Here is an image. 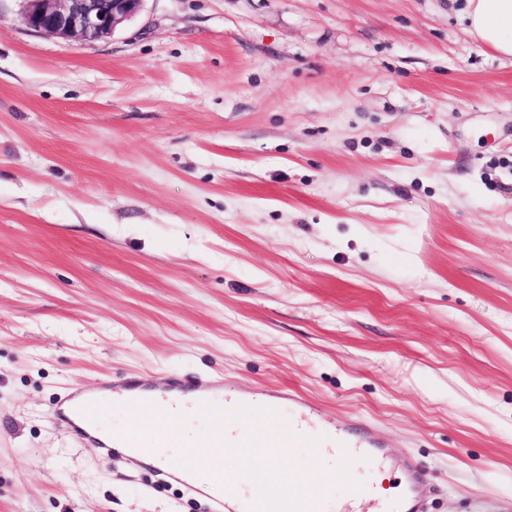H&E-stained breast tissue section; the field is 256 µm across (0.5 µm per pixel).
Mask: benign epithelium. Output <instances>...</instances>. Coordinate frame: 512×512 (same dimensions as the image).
Wrapping results in <instances>:
<instances>
[{"label":"benign epithelium","mask_w":512,"mask_h":512,"mask_svg":"<svg viewBox=\"0 0 512 512\" xmlns=\"http://www.w3.org/2000/svg\"><path fill=\"white\" fill-rule=\"evenodd\" d=\"M22 22L61 38L97 41L141 10L144 0H24Z\"/></svg>","instance_id":"obj_1"}]
</instances>
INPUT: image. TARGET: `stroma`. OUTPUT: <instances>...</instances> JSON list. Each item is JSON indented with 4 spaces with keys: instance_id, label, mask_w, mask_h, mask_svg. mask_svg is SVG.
Instances as JSON below:
<instances>
[{
    "instance_id": "35a3bbf8",
    "label": "stroma",
    "mask_w": 512,
    "mask_h": 512,
    "mask_svg": "<svg viewBox=\"0 0 512 512\" xmlns=\"http://www.w3.org/2000/svg\"><path fill=\"white\" fill-rule=\"evenodd\" d=\"M0 0V512H205L51 425L129 380L208 394L177 464L213 450L226 391L295 390L367 424L428 512H512V59L466 0H144L87 43ZM376 512L317 449L263 461Z\"/></svg>"
}]
</instances>
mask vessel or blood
<instances>
[{"mask_svg":"<svg viewBox=\"0 0 512 512\" xmlns=\"http://www.w3.org/2000/svg\"><path fill=\"white\" fill-rule=\"evenodd\" d=\"M131 405L142 417L152 416L157 405L153 391L140 385L131 388ZM97 399L83 389H73L63 399L57 400L48 409L51 424L67 425L80 439L102 444L100 422L93 408ZM254 402L246 396L225 395L224 422L232 424L243 419ZM226 448L240 451L246 462L252 463L265 458L271 449L286 445L292 448H323L333 454L337 464L331 473L332 481L347 485L352 481L347 465L349 459L360 458L374 465H382L384 454L381 443L365 425L354 424L336 430L310 428L304 408H297L288 422V435L281 438L271 432L256 428L247 438L239 439L225 433L220 437ZM418 481L415 470L407 472V488L400 497L386 502L387 512H423L414 487ZM237 479L229 475L224 479V512H328L327 500L322 484L309 485L303 492H284L280 479L272 473L266 474L258 487L248 496L239 497L235 486Z\"/></svg>","mask_w":512,"mask_h":512,"instance_id":"obj_1","label":"vessel or blood"}]
</instances>
